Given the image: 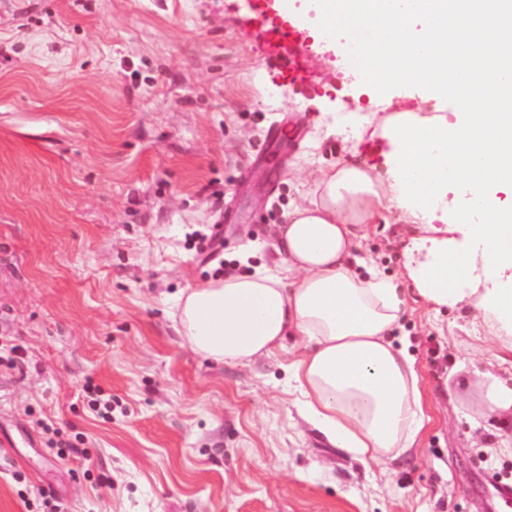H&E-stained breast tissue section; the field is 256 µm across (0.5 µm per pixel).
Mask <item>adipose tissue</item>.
I'll return each mask as SVG.
<instances>
[{
    "mask_svg": "<svg viewBox=\"0 0 512 512\" xmlns=\"http://www.w3.org/2000/svg\"><path fill=\"white\" fill-rule=\"evenodd\" d=\"M396 41L377 0H315L313 31L328 21L345 31L340 48L358 53L363 74L385 90L418 80L430 97L455 100V122L398 114L383 134L388 181L345 164L323 173L309 204L277 225L273 268L233 274L184 289L177 332L201 356L247 363L287 337L300 352L288 386L307 420L331 446L379 461L410 448L423 426L413 362L389 338L402 299L359 252L363 229L397 209L402 220L444 224L446 238L406 248L418 295L438 307L476 303L491 337L512 354V13L484 12L471 0H408ZM466 230L458 248L452 232ZM482 278L475 293L470 284ZM464 381L487 414L512 415V388L491 370L466 369Z\"/></svg>",
    "mask_w": 512,
    "mask_h": 512,
    "instance_id": "adipose-tissue-1",
    "label": "adipose tissue"
}]
</instances>
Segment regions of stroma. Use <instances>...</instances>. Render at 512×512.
<instances>
[{"instance_id":"1","label":"stroma","mask_w":512,"mask_h":512,"mask_svg":"<svg viewBox=\"0 0 512 512\" xmlns=\"http://www.w3.org/2000/svg\"><path fill=\"white\" fill-rule=\"evenodd\" d=\"M279 3L0 0V512H486L512 486V418L450 376L497 352L473 308L407 302L424 425L382 462L300 414L294 339L243 366L176 331L183 288L271 264L319 171L372 164L338 115L389 114L305 26L316 90L267 65L250 18ZM416 233L371 225L361 252L400 281Z\"/></svg>"}]
</instances>
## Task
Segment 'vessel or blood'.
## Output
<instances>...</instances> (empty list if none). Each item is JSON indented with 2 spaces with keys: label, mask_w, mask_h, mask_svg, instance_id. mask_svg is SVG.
I'll return each instance as SVG.
<instances>
[{
  "label": "vessel or blood",
  "mask_w": 512,
  "mask_h": 512,
  "mask_svg": "<svg viewBox=\"0 0 512 512\" xmlns=\"http://www.w3.org/2000/svg\"><path fill=\"white\" fill-rule=\"evenodd\" d=\"M253 22L264 34L260 51L270 65L287 76L299 92L314 89L315 84L306 69L305 60L294 46L292 25L270 17L261 8L256 9Z\"/></svg>",
  "instance_id": "b4317fda"
}]
</instances>
